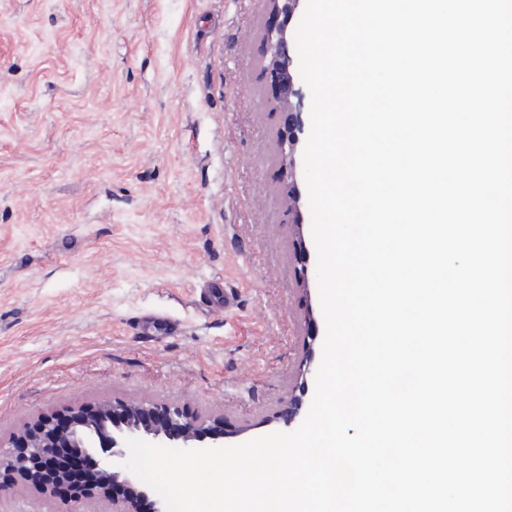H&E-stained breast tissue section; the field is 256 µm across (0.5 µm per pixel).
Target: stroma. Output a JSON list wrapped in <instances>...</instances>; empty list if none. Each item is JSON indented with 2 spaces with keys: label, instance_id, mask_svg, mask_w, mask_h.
<instances>
[{
  "label": "stroma",
  "instance_id": "stroma-1",
  "mask_svg": "<svg viewBox=\"0 0 512 512\" xmlns=\"http://www.w3.org/2000/svg\"><path fill=\"white\" fill-rule=\"evenodd\" d=\"M268 11L0 0L1 438L104 401L223 416L228 445L284 430L289 400L305 419L325 321L304 164L262 78ZM148 315L179 328L141 335ZM65 509L0 489V512Z\"/></svg>",
  "mask_w": 512,
  "mask_h": 512
}]
</instances>
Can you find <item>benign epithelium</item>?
Segmentation results:
<instances>
[{"instance_id": "obj_1", "label": "benign epithelium", "mask_w": 512, "mask_h": 512, "mask_svg": "<svg viewBox=\"0 0 512 512\" xmlns=\"http://www.w3.org/2000/svg\"><path fill=\"white\" fill-rule=\"evenodd\" d=\"M268 2L263 73L275 95L277 109L294 131L281 144L283 158L291 164L304 128L301 118L304 94L294 83V59L281 18H289L301 0ZM130 435L190 449L207 440L216 446L224 438V420L192 415L177 405L147 401L81 404L42 416L8 440L0 439V486L24 481L55 492L56 486L41 476L55 468L57 448L64 446L91 458L102 451L108 454V459L96 461L86 486L69 497V502L76 505L69 512H100L96 505L101 501L110 504L108 512H138L143 492L136 489L133 477L114 463V459L123 455V442Z\"/></svg>"}]
</instances>
